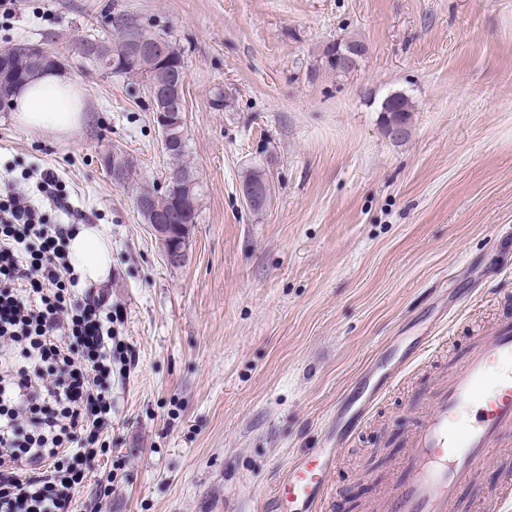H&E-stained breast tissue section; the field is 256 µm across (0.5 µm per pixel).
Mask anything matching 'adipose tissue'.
<instances>
[{"label": "adipose tissue", "instance_id": "obj_1", "mask_svg": "<svg viewBox=\"0 0 512 512\" xmlns=\"http://www.w3.org/2000/svg\"><path fill=\"white\" fill-rule=\"evenodd\" d=\"M86 97L76 79L56 68L45 69L15 90L10 100L12 119L29 131L62 136L87 120ZM68 250L82 280L100 283L108 277L112 254L101 227L80 226Z\"/></svg>", "mask_w": 512, "mask_h": 512}]
</instances>
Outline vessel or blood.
Listing matches in <instances>:
<instances>
[{
    "label": "vessel or blood",
    "mask_w": 512,
    "mask_h": 512,
    "mask_svg": "<svg viewBox=\"0 0 512 512\" xmlns=\"http://www.w3.org/2000/svg\"><path fill=\"white\" fill-rule=\"evenodd\" d=\"M367 390L349 411L336 406L332 445L311 448L279 478L264 512H326L329 476L339 467L341 448L366 422L380 397ZM512 440V323L476 337L468 353L448 368L430 392L420 423L412 431L396 476L383 494V512H504L512 506V468L504 470L490 498L462 504L461 488Z\"/></svg>",
    "instance_id": "obj_1"
}]
</instances>
